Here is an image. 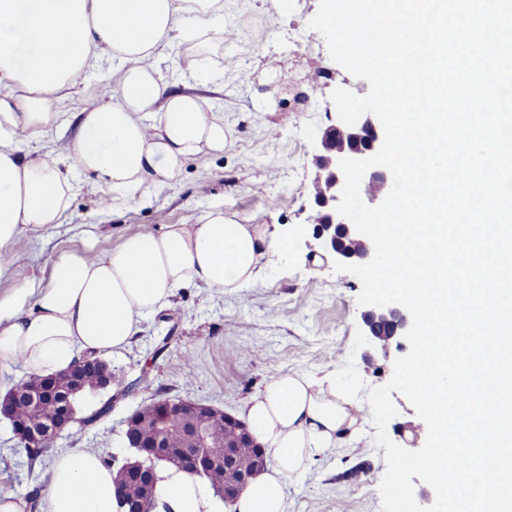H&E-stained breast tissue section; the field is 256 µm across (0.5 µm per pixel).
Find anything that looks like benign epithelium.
Here are the masks:
<instances>
[{
  "label": "benign epithelium",
  "instance_id": "benign-epithelium-1",
  "mask_svg": "<svg viewBox=\"0 0 512 512\" xmlns=\"http://www.w3.org/2000/svg\"><path fill=\"white\" fill-rule=\"evenodd\" d=\"M383 141L384 131L380 120L370 113L362 115L353 125L330 126L321 136L322 154L316 156L315 163L317 168L325 172V176L322 179V192L315 196L319 211L313 238L319 241L323 250L334 255L339 261L364 264L373 258L375 252L373 242L359 233L354 224L337 211L345 182L339 160L369 158L379 151ZM390 181L391 174L387 168L374 166L365 172L360 192L368 199L375 200L387 194ZM349 241L357 243L360 250L355 252L346 248ZM363 322L367 328V336L372 342L383 337L389 341L403 337L410 328L409 316L403 308L394 304H388L379 310L365 311ZM26 391L27 387L20 385L0 399V414L9 420L14 437L18 439L33 435L29 423L16 413L14 406L15 399ZM39 394L44 400L56 402L61 414L59 419L42 428L41 433L58 437L69 429L74 420L70 395L60 394L49 385L39 388ZM157 411L160 425L156 438L150 444L153 451L136 461L127 460L123 467L146 468L153 473L159 466H174L191 474L205 476L212 468L221 464L224 466V474L228 475L229 479L217 488V493L227 503L234 502L245 490L249 480L261 471L259 467L245 471L238 466L239 458L244 453H262L245 421L226 414L230 426L235 430L232 441L226 443L211 436L207 417L217 412V409L210 405L168 399L158 402ZM172 431L182 435L186 442L185 446H168L166 436ZM117 497L123 505L124 512H153L152 498L138 502L130 501L120 489L117 490Z\"/></svg>",
  "mask_w": 512,
  "mask_h": 512
}]
</instances>
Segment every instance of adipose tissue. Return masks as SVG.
I'll return each mask as SVG.
<instances>
[{"instance_id": "1", "label": "adipose tissue", "mask_w": 512, "mask_h": 512, "mask_svg": "<svg viewBox=\"0 0 512 512\" xmlns=\"http://www.w3.org/2000/svg\"><path fill=\"white\" fill-rule=\"evenodd\" d=\"M224 14V0H0V365L51 375L84 355L117 354L143 318L189 284L235 292L287 249L264 224L214 208L193 224L134 234L104 253H63L46 284L18 282L11 244L24 231L58 223L77 170L111 188L109 206L175 181L185 161L222 153L224 117L207 98L171 89L156 65L180 39L184 71L200 69L196 43ZM121 65L112 100L80 112L63 159L25 162L17 143L50 129L60 93L101 55ZM244 419L270 460L232 504L209 482L173 467L156 483L155 512H288L285 479L312 458L352 444L363 404L331 376L279 372L246 403ZM115 473L94 452L58 454L48 472L47 512H117Z\"/></svg>"}]
</instances>
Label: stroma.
<instances>
[{
	"mask_svg": "<svg viewBox=\"0 0 512 512\" xmlns=\"http://www.w3.org/2000/svg\"><path fill=\"white\" fill-rule=\"evenodd\" d=\"M319 0H224L223 26L205 32L215 43L201 74L181 68V42L160 67L173 87L209 98L224 115L223 153L189 159L176 181L152 187L127 205L101 210L107 187L73 173L76 190L61 223L24 232L11 246L17 280H47L51 260L86 249L102 253L131 234H157L168 224H191L213 207L244 223L266 224L288 251L273 258L260 279L235 293L202 286L177 289L164 313L145 318L140 333L106 361L119 382L139 379L136 390L78 437L61 436L36 464L17 453L8 420L0 417V492L26 498L45 486L55 456L82 448L123 462L132 457L125 420L155 400L185 399L240 414L247 400L280 371L335 376L358 399L385 385L402 352L365 334L357 302L361 282L335 271L334 257L316 255L317 215L312 184L323 131L339 124L330 98L345 88L364 96L369 83L335 63L323 36L308 29ZM117 61L88 67L56 102L51 130L18 142L26 159L55 155L75 134L82 109L109 100L119 78ZM176 337L156 353L160 336ZM386 431L400 446L423 447L427 435L410 401L398 391ZM376 427L366 422L351 445L315 457L306 473L286 481L288 512H380L386 471Z\"/></svg>",
	"mask_w": 512,
	"mask_h": 512,
	"instance_id": "stroma-1",
	"label": "stroma"
}]
</instances>
